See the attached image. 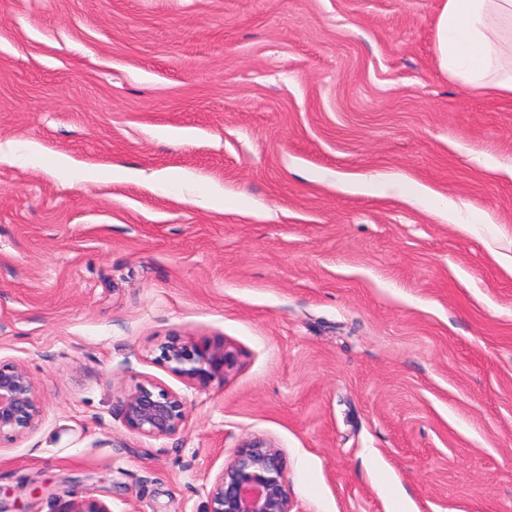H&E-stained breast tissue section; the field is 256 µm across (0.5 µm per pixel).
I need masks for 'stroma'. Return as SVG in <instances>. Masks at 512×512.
<instances>
[{"label": "stroma", "mask_w": 512, "mask_h": 512, "mask_svg": "<svg viewBox=\"0 0 512 512\" xmlns=\"http://www.w3.org/2000/svg\"><path fill=\"white\" fill-rule=\"evenodd\" d=\"M443 4L0 0V359L41 407L0 512H208L252 438L293 512H512V99L438 69ZM175 336L235 362L188 384ZM148 380L179 434L125 427ZM119 411L129 431L146 437L167 438L184 428L187 403L173 390L146 381L119 401Z\"/></svg>", "instance_id": "stroma-1"}]
</instances>
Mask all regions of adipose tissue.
I'll use <instances>...</instances> for the list:
<instances>
[{
	"label": "adipose tissue",
	"instance_id": "1",
	"mask_svg": "<svg viewBox=\"0 0 512 512\" xmlns=\"http://www.w3.org/2000/svg\"><path fill=\"white\" fill-rule=\"evenodd\" d=\"M440 70L467 88L512 99L503 50L512 43V0H445L435 21Z\"/></svg>",
	"mask_w": 512,
	"mask_h": 512
}]
</instances>
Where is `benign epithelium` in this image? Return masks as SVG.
<instances>
[{"label": "benign epithelium", "mask_w": 512, "mask_h": 512, "mask_svg": "<svg viewBox=\"0 0 512 512\" xmlns=\"http://www.w3.org/2000/svg\"><path fill=\"white\" fill-rule=\"evenodd\" d=\"M159 360L175 375L203 386L234 362L224 346L208 347L175 338L160 347ZM124 425L135 434L177 435L187 418L186 399L153 381L138 385L119 401ZM36 386L24 367L0 361V437H19L39 422ZM210 512H292L281 453L261 439L243 442L209 483ZM70 512H111L96 499L72 504Z\"/></svg>", "instance_id": "benign-epithelium-1"}]
</instances>
